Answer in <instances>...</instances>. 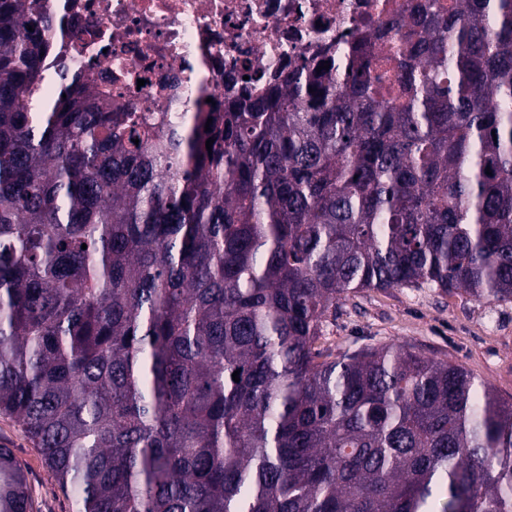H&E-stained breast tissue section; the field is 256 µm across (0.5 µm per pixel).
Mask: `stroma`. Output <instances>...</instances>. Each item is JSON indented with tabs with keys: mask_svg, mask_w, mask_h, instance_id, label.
<instances>
[{
	"mask_svg": "<svg viewBox=\"0 0 512 512\" xmlns=\"http://www.w3.org/2000/svg\"><path fill=\"white\" fill-rule=\"evenodd\" d=\"M409 345L426 356L463 365L512 400V302L486 303L436 288L367 290L336 304L318 348L339 353L365 345ZM0 446L12 449L33 493V512H74L37 448L0 416Z\"/></svg>",
	"mask_w": 512,
	"mask_h": 512,
	"instance_id": "1",
	"label": "stroma"
}]
</instances>
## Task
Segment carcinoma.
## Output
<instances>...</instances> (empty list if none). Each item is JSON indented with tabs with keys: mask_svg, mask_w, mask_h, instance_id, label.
<instances>
[{
	"mask_svg": "<svg viewBox=\"0 0 512 512\" xmlns=\"http://www.w3.org/2000/svg\"><path fill=\"white\" fill-rule=\"evenodd\" d=\"M29 11L0 0V415L76 512H512V401L316 348L366 289L512 300V0L415 5L393 101L354 48L190 133L46 70ZM0 512H32L9 448Z\"/></svg>",
	"mask_w": 512,
	"mask_h": 512,
	"instance_id": "obj_1",
	"label": "carcinoma"
}]
</instances>
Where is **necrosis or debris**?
<instances>
[{
    "label": "necrosis or debris",
    "instance_id": "obj_1",
    "mask_svg": "<svg viewBox=\"0 0 512 512\" xmlns=\"http://www.w3.org/2000/svg\"><path fill=\"white\" fill-rule=\"evenodd\" d=\"M449 0H36L61 16L51 69L92 79L116 112L178 127L259 95L278 73L329 71L344 79L352 45H371L375 86L397 83L404 19L417 2Z\"/></svg>",
    "mask_w": 512,
    "mask_h": 512
}]
</instances>
